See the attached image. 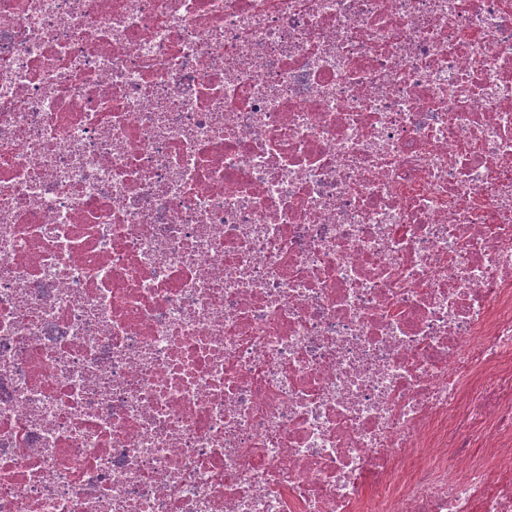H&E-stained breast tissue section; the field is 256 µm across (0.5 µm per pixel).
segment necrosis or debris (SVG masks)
<instances>
[{
  "instance_id": "1",
  "label": "necrosis or debris",
  "mask_w": 512,
  "mask_h": 512,
  "mask_svg": "<svg viewBox=\"0 0 512 512\" xmlns=\"http://www.w3.org/2000/svg\"><path fill=\"white\" fill-rule=\"evenodd\" d=\"M0 512H512V0H0Z\"/></svg>"
}]
</instances>
